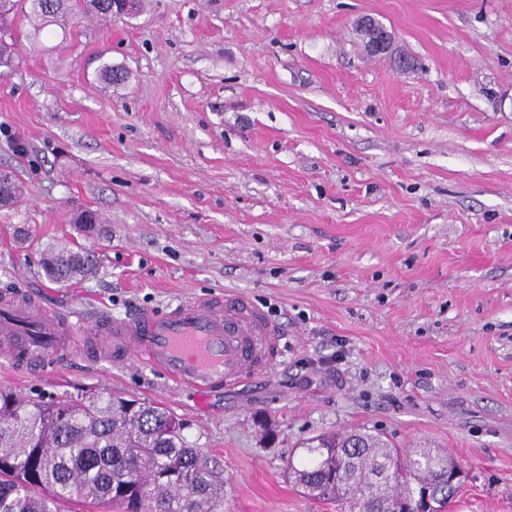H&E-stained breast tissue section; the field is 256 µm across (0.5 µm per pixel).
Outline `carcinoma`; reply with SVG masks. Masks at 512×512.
Masks as SVG:
<instances>
[{
  "label": "carcinoma",
  "instance_id": "obj_1",
  "mask_svg": "<svg viewBox=\"0 0 512 512\" xmlns=\"http://www.w3.org/2000/svg\"><path fill=\"white\" fill-rule=\"evenodd\" d=\"M0 13V76L14 66L13 23L33 35L63 15L112 18V0H4ZM50 277L69 282L89 266L83 251L60 249ZM185 425L152 402L102 396L25 397L0 389V512H57L62 502H107L121 512H214L224 481L184 434ZM306 459L288 463L294 483L322 499L348 500L352 512H416L420 484L442 486L431 512H447L463 484H449L461 464L442 448L405 452L366 430L318 436ZM134 475V487L115 483Z\"/></svg>",
  "mask_w": 512,
  "mask_h": 512
}]
</instances>
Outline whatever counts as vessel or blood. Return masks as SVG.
I'll list each match as a JSON object with an SVG mask.
<instances>
[{"instance_id": "vessel-or-blood-1", "label": "vessel or blood", "mask_w": 512, "mask_h": 512, "mask_svg": "<svg viewBox=\"0 0 512 512\" xmlns=\"http://www.w3.org/2000/svg\"><path fill=\"white\" fill-rule=\"evenodd\" d=\"M93 340L95 356L122 363L137 358L176 386L207 395L271 373L284 333L248 298L227 293L171 304L127 319L57 316L43 302L0 296V348L22 365L70 352L75 338Z\"/></svg>"}]
</instances>
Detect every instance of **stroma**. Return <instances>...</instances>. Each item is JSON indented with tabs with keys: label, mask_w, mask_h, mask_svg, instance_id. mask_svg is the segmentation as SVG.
Instances as JSON below:
<instances>
[{
	"label": "stroma",
	"mask_w": 512,
	"mask_h": 512,
	"mask_svg": "<svg viewBox=\"0 0 512 512\" xmlns=\"http://www.w3.org/2000/svg\"><path fill=\"white\" fill-rule=\"evenodd\" d=\"M14 56L0 170L26 193L0 206V293L92 318L227 291L286 351L207 398L68 356H0V388L160 404L216 464L218 512H349L287 463L363 428L448 449L467 475L450 512H512V0H143L36 39L20 21ZM84 206L97 264L54 283L41 254Z\"/></svg>",
	"instance_id": "35a3bbf8"
}]
</instances>
